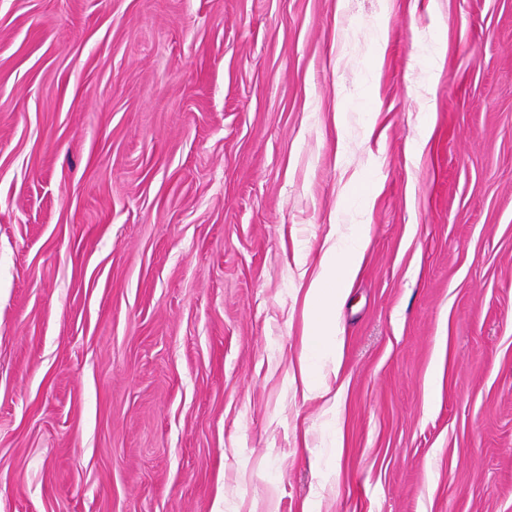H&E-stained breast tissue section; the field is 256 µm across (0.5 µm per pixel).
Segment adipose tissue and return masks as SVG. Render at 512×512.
Here are the masks:
<instances>
[{
    "mask_svg": "<svg viewBox=\"0 0 512 512\" xmlns=\"http://www.w3.org/2000/svg\"><path fill=\"white\" fill-rule=\"evenodd\" d=\"M364 225H350L343 237L327 235L318 269L311 273L304 293L301 353L297 373L304 397L319 390L316 371L325 364L340 365L339 309L359 272L366 251Z\"/></svg>",
    "mask_w": 512,
    "mask_h": 512,
    "instance_id": "1",
    "label": "adipose tissue"
}]
</instances>
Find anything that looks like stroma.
<instances>
[{
  "label": "stroma",
  "instance_id": "stroma-1",
  "mask_svg": "<svg viewBox=\"0 0 512 512\" xmlns=\"http://www.w3.org/2000/svg\"><path fill=\"white\" fill-rule=\"evenodd\" d=\"M0 512H512V0H0ZM335 235L330 232L326 236L318 269L307 279L304 293L302 347L293 380L296 381L298 373L305 398L319 391L316 375L319 367L331 363L336 369L341 364L339 309L365 258V225H350L339 240Z\"/></svg>",
  "mask_w": 512,
  "mask_h": 512
}]
</instances>
